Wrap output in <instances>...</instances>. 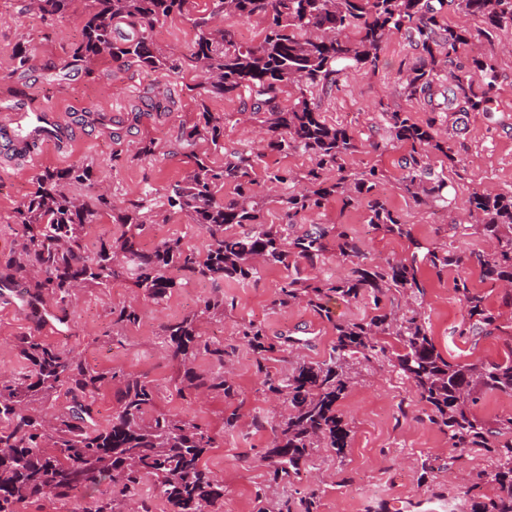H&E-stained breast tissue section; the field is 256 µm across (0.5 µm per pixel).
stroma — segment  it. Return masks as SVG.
<instances>
[{
    "instance_id": "stroma-1",
    "label": "stroma",
    "mask_w": 512,
    "mask_h": 512,
    "mask_svg": "<svg viewBox=\"0 0 512 512\" xmlns=\"http://www.w3.org/2000/svg\"><path fill=\"white\" fill-rule=\"evenodd\" d=\"M214 7L215 0H189L186 14L171 16L156 27L157 48L167 55L185 54L197 36L193 19L209 14L216 26L231 30L239 44L253 45L262 39V19H229L215 13ZM84 11L83 0H78L65 17L44 19L32 9L30 0H0V107L24 100L34 111L55 109L66 114L73 132L68 150L48 146L32 166H0V262L18 244L12 229L14 212L33 191L36 175L47 168L86 165L92 166L114 198L128 202L138 199L144 189L153 190L160 205L137 237L142 251H152L168 239L205 251L208 235L185 215L169 213L161 205L191 168L178 147L181 131L201 110L223 116L224 151L214 157L220 163L226 153L259 149V139L251 135L260 126L258 116H245L241 99L199 94L201 72L189 63L175 71H152L133 63L121 66L103 56L88 69L63 68L72 44L81 36ZM24 45L35 58L31 68L20 70L14 56ZM476 55L488 56L496 71L497 94L491 110L464 117L455 144L461 158L457 167H449L435 153L427 159L432 171L447 173L449 193L462 200L475 187L512 190V28L460 48L452 65H467ZM380 57L383 66L378 71H346L332 91L315 93L313 99L327 124L347 126L361 140L359 150L347 161L348 172L373 165L382 168L386 175L380 188L382 199L409 224L413 238L429 247L438 246L447 240L448 216L416 204L402 190L407 145L394 142L382 153L369 147L370 142L385 140L380 113L401 111L415 122L426 120L427 105L408 98L402 88L404 74L422 65L423 57L400 33L382 42ZM162 88L169 89L171 97L157 110L151 100ZM147 137L156 143L154 155L135 157V146ZM279 195L269 194L263 214L265 223L281 234H300L314 224L341 223L364 242L370 257L399 258L411 253L408 240L369 228L365 206L345 210L334 200L322 213L300 214L290 224ZM465 272L498 315L501 329L490 336L460 335L465 311L454 290L453 273L438 275L424 265L420 282L433 341L454 363L501 360L512 350V305L503 302L502 288L481 280L476 264L467 265ZM286 275L285 268L271 267L247 284L188 277L159 302L133 297L131 282L118 280L109 290L91 288L79 294L69 309L71 324L67 327L57 323L37 326L30 310L0 304V373L24 371L26 362L15 341L32 334L80 354L91 367L144 377L155 389L157 410L192 421L211 437L213 446L205 462L224 481V499L215 512H257L256 493L266 486L264 457L273 439L271 426L286 412L284 403L267 393L266 378L285 371L290 360H324L336 342L334 322L356 321L372 313L368 301L333 295L325 300L333 315L329 321L303 302L278 306L275 299ZM218 296L226 301L223 313L204 319L200 330L210 343L223 347L224 360L216 362L202 352L193 368L205 377L219 367L228 368L234 392L227 396L220 391L180 390L179 370L161 336L162 327L198 313L206 300ZM129 299L136 300L140 319L116 328L111 309ZM249 322L261 325L276 347L261 370L240 333ZM352 375L354 383L338 407L352 426L344 458L317 449L298 476L273 489L276 506L304 512L306 499L314 494L318 512H455L464 491L459 477L484 468L483 456L463 452L452 469H445L447 435L430 422V409L415 385L393 372L382 354H372L370 362L355 366ZM231 416L236 422L230 426L226 420ZM427 458L439 459L440 469L423 473L421 462Z\"/></svg>"
}]
</instances>
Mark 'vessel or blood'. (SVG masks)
I'll return each instance as SVG.
<instances>
[{
  "label": "vessel or blood",
  "mask_w": 512,
  "mask_h": 512,
  "mask_svg": "<svg viewBox=\"0 0 512 512\" xmlns=\"http://www.w3.org/2000/svg\"><path fill=\"white\" fill-rule=\"evenodd\" d=\"M70 140L68 122L53 109L30 112L21 103L0 109V142L9 150L10 163L35 164L43 143L52 142L63 148Z\"/></svg>",
  "instance_id": "vessel-or-blood-1"
}]
</instances>
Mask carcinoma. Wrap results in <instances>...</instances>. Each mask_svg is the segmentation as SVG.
<instances>
[{
	"label": "carcinoma",
	"mask_w": 512,
	"mask_h": 512,
	"mask_svg": "<svg viewBox=\"0 0 512 512\" xmlns=\"http://www.w3.org/2000/svg\"><path fill=\"white\" fill-rule=\"evenodd\" d=\"M464 16H479L486 24L481 34L512 27V0H218L217 8L230 18L259 17L265 22L262 40L252 46L235 42L228 30L194 19L198 29L186 59L205 75L201 87L209 95L247 97L250 111L263 115L267 150L277 154L302 153L312 160L301 176L302 190L281 199L288 217L316 213L332 198L343 208L367 204V224L374 230L409 241L408 258L375 262L367 259L361 242L342 225L319 224L301 236L286 238L262 221L265 196L257 190L256 157L247 152L224 153V117L206 110L182 129L180 146L192 159L185 178L166 195L167 211L184 214L212 239L203 254L181 241L164 240L153 251L138 245L139 230L155 209L146 190L140 198L121 206L108 196L90 167L45 169L35 180V190L15 211L19 248L6 267L27 279L26 288L46 299L65 319L76 293L86 288L108 289L120 277L128 278L135 293L163 300L179 286V275L212 280L251 281L273 265L287 269L304 263L312 269L324 265L329 234L336 237V255L352 264L347 277H290L276 299L287 307L304 301L333 324L336 343L328 358L311 363L293 361L280 377L266 380L267 392L287 405V412L272 426L269 450L272 481L296 474L316 448H330L343 458L351 427L338 414V402L353 383L351 370L379 346L382 336H392L398 348L389 365L412 381L431 409L429 420L448 436V466L457 450L480 451L488 465L472 477L460 512H512V416L493 424L478 420L471 411L480 393L512 395V355L501 361L459 364L437 350L420 303L417 251L422 244L379 197L384 171L371 166L357 174L346 171V160L359 149L355 134L322 119L310 94L330 91L347 69L375 72L381 64L380 46L391 34L403 33L426 57L428 66L409 70L404 91L429 107L424 123L407 112H387L386 142L409 146L403 157L402 187L416 203L450 209L448 181L431 170L424 158L442 155L448 166L459 163L454 138L456 125L448 117L459 112H488L494 100L497 77L485 59L474 58L443 79L442 64L450 63L472 38L464 25L451 27L442 16L448 2ZM74 0H33L44 18L68 13ZM79 41L67 65L90 63L109 56L115 63H136L151 70H174L178 60L154 46L156 26L172 15H183L188 0H90ZM130 32L123 34L119 25ZM356 30L357 38L347 35ZM297 94L288 107L278 99L288 86ZM205 140L224 154L215 166L205 153L195 151ZM234 184V194L222 201L217 193L224 183ZM81 185L77 197L69 186ZM469 222L450 221L453 234H478L490 247L474 255L481 278L494 285H512V191L473 190L466 200ZM122 226L119 235L90 246L85 225L102 215ZM246 227L244 232L234 227ZM427 266L440 275L463 268L469 258L453 244L427 248ZM454 288L466 317L460 332L488 336L502 329L485 297L460 275ZM334 295L343 300L368 299L375 313L357 321L336 323L322 300ZM113 323L134 325L139 320L133 303L112 307ZM242 336L257 354V370L275 346L267 342L262 327L243 325ZM173 360L182 369L187 389L206 388L229 396L233 386L224 373L203 378L192 367L204 351L224 365V348L203 339L198 319L186 318L163 327ZM25 371L0 376V512H20L21 504L44 497L65 500L78 490L101 482L112 485V500L78 506L74 512H114V503L139 510V490L151 481L153 493L168 512H213L224 499V483L203 463L211 439L196 424L175 415L153 412L155 393L139 375L120 370H96L80 357L51 346L36 336L18 338ZM120 383L118 411L107 424L95 422L93 395L102 387ZM64 386L71 403L54 414L42 406ZM496 493L481 498L475 490L484 483Z\"/></svg>",
	"instance_id": "cac0c4a2"
}]
</instances>
